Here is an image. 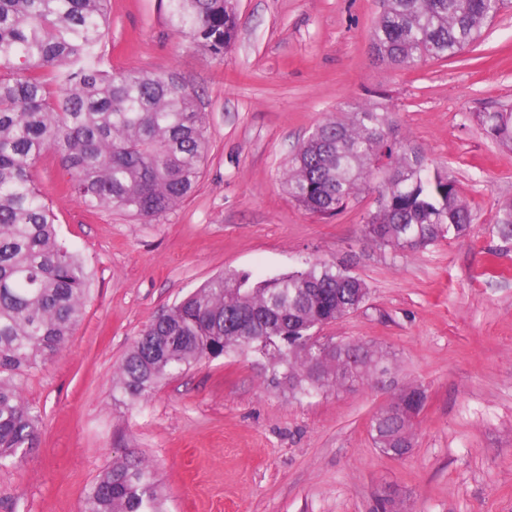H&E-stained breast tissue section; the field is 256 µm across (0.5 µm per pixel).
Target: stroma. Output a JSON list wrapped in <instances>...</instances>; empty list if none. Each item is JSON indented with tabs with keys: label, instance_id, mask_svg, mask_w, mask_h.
<instances>
[{
	"label": "stroma",
	"instance_id": "35a3bbf8",
	"mask_svg": "<svg viewBox=\"0 0 512 512\" xmlns=\"http://www.w3.org/2000/svg\"><path fill=\"white\" fill-rule=\"evenodd\" d=\"M224 58L174 31L166 0H111L107 68L174 73L199 91L210 149L193 195L145 223L65 193L54 152L32 171L91 290L66 348L26 375L41 415L35 450L0 467V512H79L116 460H150L167 512H372L383 488L402 512H512V241L489 235L512 200V147L476 115L512 108V11L479 45L398 70L370 50L383 0H238ZM378 101L389 135L421 148L470 206L469 235L397 254L363 233L366 190L332 218L299 208L282 174L313 130ZM325 261L363 279L366 302L322 340L385 353L382 371L340 390L290 393L265 357L206 359L131 404L113 390L145 326L211 278L260 281ZM424 391L414 447L384 455L375 414Z\"/></svg>",
	"mask_w": 512,
	"mask_h": 512
}]
</instances>
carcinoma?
Masks as SVG:
<instances>
[{"mask_svg":"<svg viewBox=\"0 0 512 512\" xmlns=\"http://www.w3.org/2000/svg\"><path fill=\"white\" fill-rule=\"evenodd\" d=\"M178 33L224 57L236 32L234 0H168ZM512 0H384L370 42L389 65L410 69L455 57ZM109 0H0V466L25 460L39 412L21 380L64 349L81 321L90 275L60 242L32 168L52 151L68 190L89 209L116 208L151 222L191 196L209 151L198 91L173 74L101 68ZM485 134L512 145V112L477 115ZM390 113L363 105L330 117L299 147L283 174L303 209L332 217L359 192L377 194L365 233L395 253L468 234L472 214L455 180L424 152L390 139ZM489 234L512 240V201ZM366 283L325 262L252 282L218 275L142 331L116 374L136 403L202 359L247 352L261 338L271 376L293 393L345 387L378 370L385 355L355 343L317 345L311 331L366 300ZM402 392L371 421L380 448L410 429ZM81 512H164L148 461L112 462L89 487Z\"/></svg>","mask_w":512,"mask_h":512,"instance_id":"cac0c4a2","label":"carcinoma"}]
</instances>
